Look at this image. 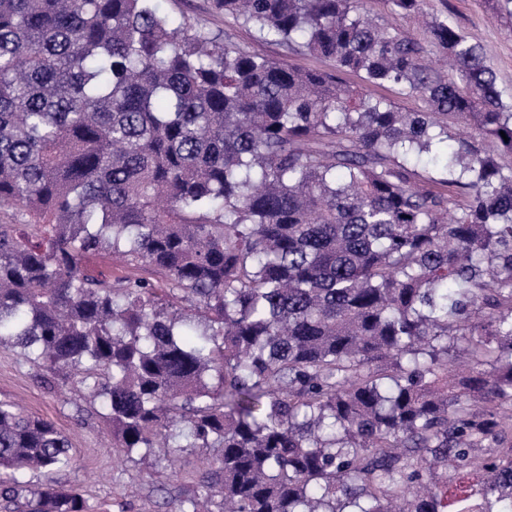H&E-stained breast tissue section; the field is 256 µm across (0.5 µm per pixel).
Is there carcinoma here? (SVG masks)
I'll list each match as a JSON object with an SVG mask.
<instances>
[{
	"instance_id": "1",
	"label": "carcinoma",
	"mask_w": 512,
	"mask_h": 512,
	"mask_svg": "<svg viewBox=\"0 0 512 512\" xmlns=\"http://www.w3.org/2000/svg\"><path fill=\"white\" fill-rule=\"evenodd\" d=\"M213 4L365 85L160 0H0V346L79 377L118 460L212 449L176 512H512V95L484 47L360 0ZM116 252L168 287L83 270ZM74 463L0 400L5 507L89 512ZM161 4L165 12L183 17L191 24L201 21L206 30L224 38L230 46L260 56L285 60L288 64L304 70H334V62L329 58L291 51L261 40L252 29L215 10L212 0H162ZM362 9L365 16L378 20L380 23H392L404 33L411 35L422 33V28L415 19L402 18L390 14L386 0H362ZM371 89L375 95L384 97L403 112H417L425 107L422 100L404 95L396 87H372Z\"/></svg>"
}]
</instances>
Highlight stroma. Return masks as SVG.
<instances>
[{"mask_svg":"<svg viewBox=\"0 0 512 512\" xmlns=\"http://www.w3.org/2000/svg\"><path fill=\"white\" fill-rule=\"evenodd\" d=\"M165 12L202 22L210 33L230 46L304 70L330 71L331 59L261 40L250 28L214 9L212 0H162ZM428 12L448 16L466 36L485 46L497 83L512 94V13L497 0H427ZM93 274L113 280L143 279L165 287L162 274L128 262L119 255H91L84 261ZM0 399L18 403L28 414L53 421L71 440L76 464L57 474L64 485H77L91 512H176L181 501L192 498L203 477L215 465L207 448H187L162 461L115 460L112 442L89 401L70 384L47 385L44 372L25 362L18 351L0 347Z\"/></svg>","mask_w":512,"mask_h":512,"instance_id":"obj_1","label":"stroma"}]
</instances>
